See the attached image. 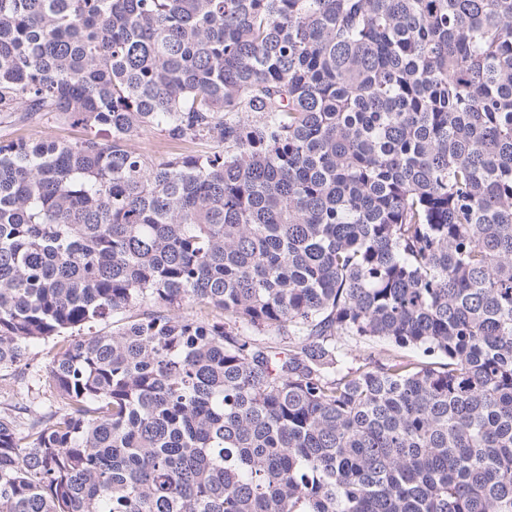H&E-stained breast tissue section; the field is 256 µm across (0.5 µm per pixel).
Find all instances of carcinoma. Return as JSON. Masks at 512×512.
<instances>
[{
	"label": "carcinoma",
	"mask_w": 512,
	"mask_h": 512,
	"mask_svg": "<svg viewBox=\"0 0 512 512\" xmlns=\"http://www.w3.org/2000/svg\"><path fill=\"white\" fill-rule=\"evenodd\" d=\"M19 110L0 512H512V0H0ZM85 131L80 127L64 124L53 117H44L37 123L28 122L19 117L5 119L0 114V140H45L74 142L83 137ZM132 147L154 162L166 160L177 153L205 154L206 152L219 149L217 145L206 141L183 144L173 143L168 141L167 138L156 129H147L141 132L132 141ZM52 355L47 347L39 345L32 350L26 367L7 379L0 380V412L13 414L20 407L29 406L39 412L54 409L55 395L44 386Z\"/></svg>",
	"instance_id": "1"
}]
</instances>
